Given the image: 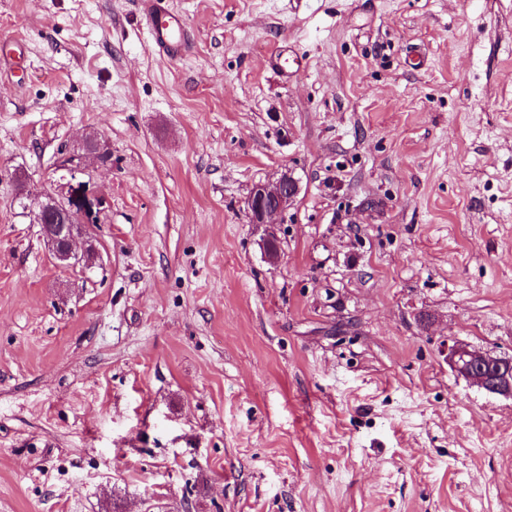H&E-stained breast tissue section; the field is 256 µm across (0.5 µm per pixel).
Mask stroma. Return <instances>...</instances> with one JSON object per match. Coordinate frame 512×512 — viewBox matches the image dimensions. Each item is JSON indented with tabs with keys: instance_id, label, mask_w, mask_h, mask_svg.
Returning <instances> with one entry per match:
<instances>
[{
	"instance_id": "stroma-1",
	"label": "stroma",
	"mask_w": 512,
	"mask_h": 512,
	"mask_svg": "<svg viewBox=\"0 0 512 512\" xmlns=\"http://www.w3.org/2000/svg\"><path fill=\"white\" fill-rule=\"evenodd\" d=\"M168 3L176 60L136 0H0V512H512V398L448 364L512 356V0ZM90 134L84 273L9 176ZM161 0H139V9L147 19L150 43L168 58L181 56L187 43V30L182 16ZM298 190L297 180L290 173H284L275 184H255L249 193L247 199L249 221L268 227L263 239V248L267 259L273 264L279 259V239L274 231V224H277L275 219L293 203Z\"/></svg>"
}]
</instances>
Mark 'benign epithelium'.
<instances>
[{
    "label": "benign epithelium",
    "instance_id": "1",
    "mask_svg": "<svg viewBox=\"0 0 512 512\" xmlns=\"http://www.w3.org/2000/svg\"><path fill=\"white\" fill-rule=\"evenodd\" d=\"M108 147L100 139L88 138L73 147L63 150L55 172L59 173V191L45 193L37 202L36 223L41 225L42 235L51 259L60 266L90 269L96 264L98 252L90 240L79 245L86 226L97 224L104 210V198L96 190L90 167L107 165L104 160ZM297 180L284 173L273 185H254L247 199L249 222L268 227L263 239V248L271 263L279 259V239L274 231L276 217L293 203L298 194ZM61 213L67 216L68 241L70 246L58 250L61 227L48 222V216ZM448 363L458 375L477 387L493 394L512 397V357L494 356L470 348L461 342L448 347Z\"/></svg>",
    "mask_w": 512,
    "mask_h": 512
}]
</instances>
